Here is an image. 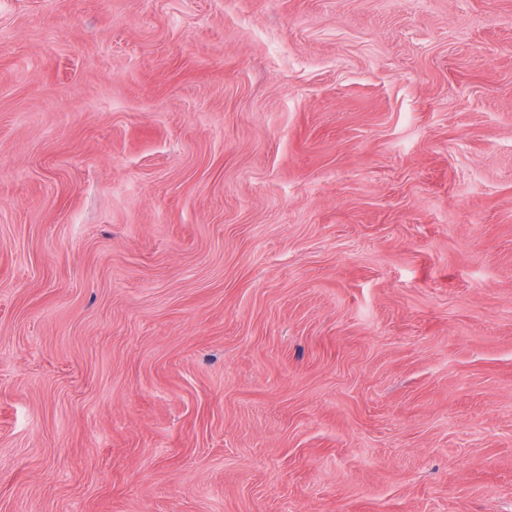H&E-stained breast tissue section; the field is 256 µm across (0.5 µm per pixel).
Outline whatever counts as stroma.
I'll return each mask as SVG.
<instances>
[{"instance_id": "35a3bbf8", "label": "stroma", "mask_w": 512, "mask_h": 512, "mask_svg": "<svg viewBox=\"0 0 512 512\" xmlns=\"http://www.w3.org/2000/svg\"><path fill=\"white\" fill-rule=\"evenodd\" d=\"M0 512H512V0H0Z\"/></svg>"}]
</instances>
